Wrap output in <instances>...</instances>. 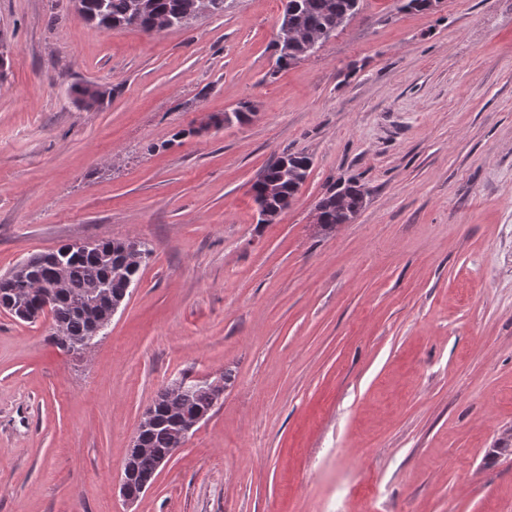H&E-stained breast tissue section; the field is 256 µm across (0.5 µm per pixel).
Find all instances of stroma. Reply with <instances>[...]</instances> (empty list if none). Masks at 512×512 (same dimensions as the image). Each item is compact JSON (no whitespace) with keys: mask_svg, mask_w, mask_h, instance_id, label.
I'll use <instances>...</instances> for the list:
<instances>
[{"mask_svg":"<svg viewBox=\"0 0 512 512\" xmlns=\"http://www.w3.org/2000/svg\"><path fill=\"white\" fill-rule=\"evenodd\" d=\"M283 8L147 34L0 0V275L79 240L151 250L86 350L0 310V512H367L372 489L377 512H512L489 455L512 430V0H361L278 71ZM289 153L311 169L259 223L251 185ZM350 179L363 208L319 229ZM227 371L126 503L146 408ZM356 196H350L349 200H343V198L339 197L338 191L334 188L332 189L326 196L320 199L318 202V207L321 209V214L326 220V224L336 223V218L341 209L344 207H352L356 206ZM315 207L317 212V224H323V220L320 216V210L318 207Z\"/></svg>","mask_w":512,"mask_h":512,"instance_id":"35a3bbf8","label":"stroma"}]
</instances>
